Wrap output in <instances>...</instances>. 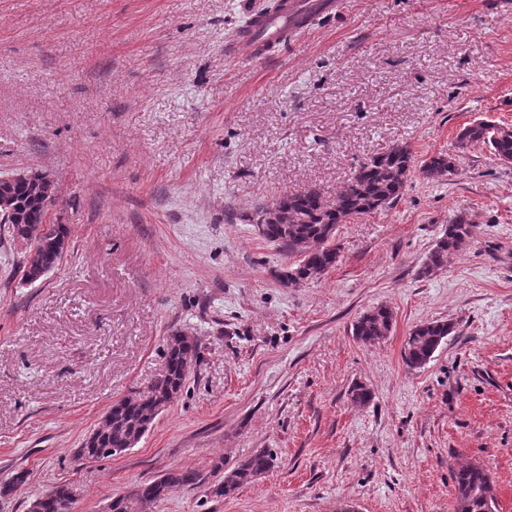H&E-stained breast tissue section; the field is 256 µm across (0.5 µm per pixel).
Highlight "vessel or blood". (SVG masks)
<instances>
[{
    "label": "vessel or blood",
    "mask_w": 512,
    "mask_h": 512,
    "mask_svg": "<svg viewBox=\"0 0 512 512\" xmlns=\"http://www.w3.org/2000/svg\"><path fill=\"white\" fill-rule=\"evenodd\" d=\"M335 8V0H285L277 13L253 14L248 26L239 30L237 41L255 56H266L287 44L314 17L331 13Z\"/></svg>",
    "instance_id": "1"
}]
</instances>
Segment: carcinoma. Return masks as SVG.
Returning a JSON list of instances; mask_svg holds the SVG:
<instances>
[{"mask_svg":"<svg viewBox=\"0 0 512 512\" xmlns=\"http://www.w3.org/2000/svg\"><path fill=\"white\" fill-rule=\"evenodd\" d=\"M457 142L486 145L496 157H512V134L503 135L498 126L477 120L463 127ZM415 158L407 144H397L388 151L362 163L327 204L315 189H306L272 199L257 208V227L266 239L282 244L299 255L298 262L286 268L281 282L296 285L327 273L338 262V248L332 243L336 226L352 216L371 214L394 204L403 194L414 171ZM454 170L451 155L430 157L419 166L427 179L442 178ZM54 180L39 171H19L17 177L0 179V224L8 225L10 235L31 238L23 258L24 277L43 278L54 270L68 246L69 228L48 221V201L55 197ZM474 235V225L466 217L453 219L421 266L420 275L428 276L442 267L448 254L458 250ZM393 312L378 305L364 313L353 325V335L364 344H374L390 332ZM452 332V324L432 321L416 326L403 349V360L410 368L425 366L441 342ZM197 343L182 332L169 336L165 343V368L151 384L120 397L102 417L84 447L97 460L108 459L134 448L155 419L173 402L184 387L198 358ZM273 456L262 450L237 463L213 486L212 494L229 497L242 486L268 473ZM456 512H489L480 493L494 483L491 473L478 464L459 466L453 473ZM202 482L194 470L173 466L158 478L142 483L128 494L112 499V512H151V508L169 498L177 488H192ZM75 491L68 483H57L36 496L35 512H70Z\"/></svg>","mask_w":512,"mask_h":512,"instance_id":"cac0c4a2","label":"carcinoma"}]
</instances>
